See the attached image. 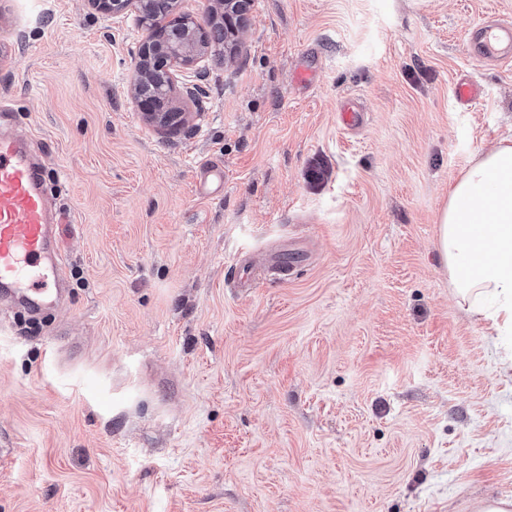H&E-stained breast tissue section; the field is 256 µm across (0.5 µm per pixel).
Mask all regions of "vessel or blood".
Instances as JSON below:
<instances>
[{
    "label": "vessel or blood",
    "instance_id": "b4317fda",
    "mask_svg": "<svg viewBox=\"0 0 512 512\" xmlns=\"http://www.w3.org/2000/svg\"><path fill=\"white\" fill-rule=\"evenodd\" d=\"M469 55L512 62V22L484 23L466 35ZM61 221L49 207L43 170L23 137L0 132V303L31 312L58 305L67 274L59 245Z\"/></svg>",
    "mask_w": 512,
    "mask_h": 512
}]
</instances>
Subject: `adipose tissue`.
<instances>
[{"label": "adipose tissue", "mask_w": 512, "mask_h": 512, "mask_svg": "<svg viewBox=\"0 0 512 512\" xmlns=\"http://www.w3.org/2000/svg\"><path fill=\"white\" fill-rule=\"evenodd\" d=\"M438 224V255L459 303L512 334V140L459 174Z\"/></svg>", "instance_id": "adipose-tissue-1"}]
</instances>
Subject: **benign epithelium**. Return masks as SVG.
<instances>
[{
    "label": "benign epithelium",
    "instance_id": "1",
    "mask_svg": "<svg viewBox=\"0 0 512 512\" xmlns=\"http://www.w3.org/2000/svg\"><path fill=\"white\" fill-rule=\"evenodd\" d=\"M97 13L114 17L133 12L139 25L152 31L151 39L138 50L134 94L146 119L168 127L188 121L186 113L171 105V93L183 72L193 67L208 51L210 40L224 39V49L241 43L244 21L253 0H214L223 6V23L209 30L195 18L177 9V0H87ZM156 75L166 77L162 97H144L139 87Z\"/></svg>",
    "mask_w": 512,
    "mask_h": 512
}]
</instances>
